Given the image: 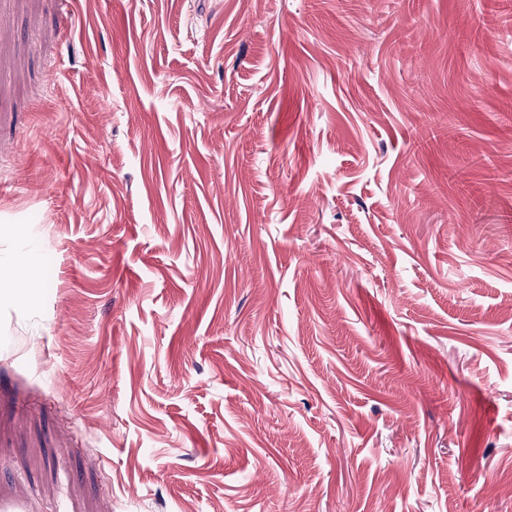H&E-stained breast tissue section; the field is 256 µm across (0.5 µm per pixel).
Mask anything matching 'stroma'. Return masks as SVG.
I'll return each mask as SVG.
<instances>
[{
    "label": "stroma",
    "mask_w": 512,
    "mask_h": 512,
    "mask_svg": "<svg viewBox=\"0 0 512 512\" xmlns=\"http://www.w3.org/2000/svg\"><path fill=\"white\" fill-rule=\"evenodd\" d=\"M0 512H512V0H0ZM21 258L18 264L20 281L32 283V271L40 266L42 259V248L40 245L31 242H22L20 245Z\"/></svg>",
    "instance_id": "obj_1"
}]
</instances>
